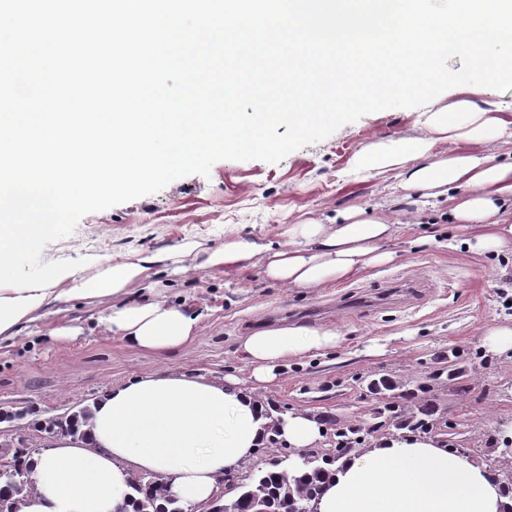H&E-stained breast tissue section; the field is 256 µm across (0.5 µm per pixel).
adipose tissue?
Masks as SVG:
<instances>
[{
  "label": "adipose tissue",
  "instance_id": "adipose-tissue-1",
  "mask_svg": "<svg viewBox=\"0 0 512 512\" xmlns=\"http://www.w3.org/2000/svg\"><path fill=\"white\" fill-rule=\"evenodd\" d=\"M494 133L512 139V118L504 109H483L466 99L435 104L416 135L367 144L348 174L395 180L420 212L438 198L454 197L452 219L471 225L473 234L449 238V247L512 252V224L501 218L512 205V162L495 163L487 155ZM440 142L456 145V152L434 157ZM399 226L388 213L354 206L332 224L308 218L286 225L275 244L233 238L213 249L187 240L169 252L103 259L92 273L75 272L45 290L0 289V341L20 336L57 305L90 300L106 307L99 328L129 347L164 356L198 336L201 323L199 314L168 299L165 279L249 262L271 282L318 289L390 262L385 244ZM340 341L324 327L255 331L241 344L250 367L245 388L232 377L173 369L112 386L91 405L88 439L61 436L33 457L32 488L19 512H115L130 493L131 478L141 474L163 478L182 503L209 500L225 472L250 463L258 452L269 418L254 388L273 382L285 361L336 349ZM278 432L289 447L315 448L323 426L296 411L282 416ZM511 506L512 492L485 467L441 448L433 436L407 433L382 438L337 464L318 512H507Z\"/></svg>",
  "mask_w": 512,
  "mask_h": 512
}]
</instances>
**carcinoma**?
<instances>
[{
    "instance_id": "cac0c4a2",
    "label": "carcinoma",
    "mask_w": 512,
    "mask_h": 512,
    "mask_svg": "<svg viewBox=\"0 0 512 512\" xmlns=\"http://www.w3.org/2000/svg\"><path fill=\"white\" fill-rule=\"evenodd\" d=\"M371 393L388 397L390 401L375 407L374 413L385 416L387 427L397 431H420L441 434L447 425L444 411L430 396L428 384H400L389 376L371 381ZM91 416L86 404L79 409L58 416H49L33 423L39 433L52 434L62 430L84 439ZM334 425L335 453L330 458L321 456L319 449L307 450L313 461L299 468H283L282 461L273 459L268 467L257 470L246 483L237 485L225 506L228 512H252L256 502L266 504L269 512H279L284 504H298L306 509H316L324 485L333 477L336 461L344 458L354 448L363 444L359 433L363 428L354 425ZM22 438L0 441V448L8 449L9 458L0 457V464L8 462L18 469L30 470L32 456L40 454L35 448L19 452ZM32 487L24 475L15 474L10 479L0 478V512H18L21 498ZM130 505L133 512H187L178 500L169 497L166 483L157 476L138 475L130 483Z\"/></svg>"
}]
</instances>
